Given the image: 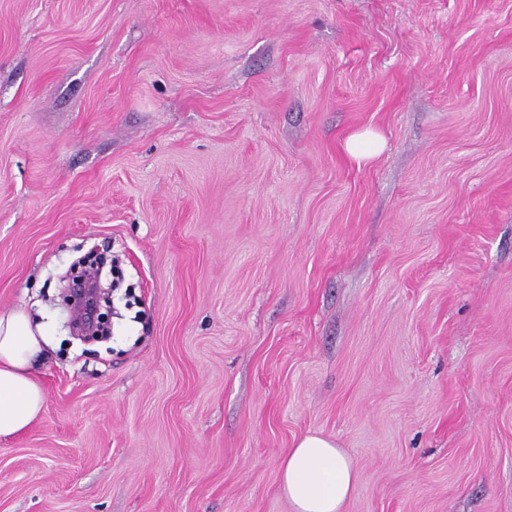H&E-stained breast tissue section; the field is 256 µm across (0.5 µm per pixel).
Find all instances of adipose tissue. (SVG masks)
<instances>
[{
  "instance_id": "obj_1",
  "label": "adipose tissue",
  "mask_w": 512,
  "mask_h": 512,
  "mask_svg": "<svg viewBox=\"0 0 512 512\" xmlns=\"http://www.w3.org/2000/svg\"><path fill=\"white\" fill-rule=\"evenodd\" d=\"M51 344L44 314H0V437L24 433L39 418L44 394L35 366ZM357 481L352 460L316 433L296 441L281 465L280 490L293 512H343Z\"/></svg>"
}]
</instances>
